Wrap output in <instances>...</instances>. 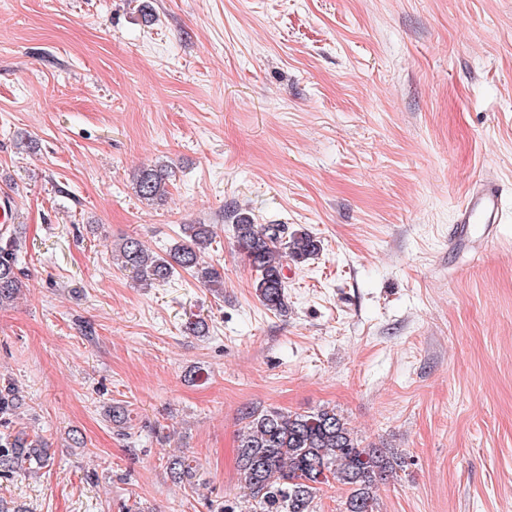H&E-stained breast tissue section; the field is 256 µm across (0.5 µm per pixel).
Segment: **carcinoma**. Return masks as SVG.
<instances>
[{"label":"carcinoma","mask_w":512,"mask_h":512,"mask_svg":"<svg viewBox=\"0 0 512 512\" xmlns=\"http://www.w3.org/2000/svg\"><path fill=\"white\" fill-rule=\"evenodd\" d=\"M171 174L164 165L142 167L132 174L136 195L151 204L166 200ZM238 251L256 273L255 288L263 305L273 311L286 306V263L316 258L321 240L286 224H257L247 213L233 217ZM214 237L208 224L182 225L181 241L161 256L136 239L120 244L121 267L151 285L169 280L183 268L217 295L224 293V273L200 263L202 251ZM18 248L13 236L0 237V307L23 288L18 271ZM20 405L13 385L0 387V425L8 426ZM237 435L239 480L251 499L250 512H319L323 486L335 481L346 488L339 512H377L378 483L408 465L393 449L362 445L347 419L334 408L308 414L252 409ZM50 449L38 435L24 431L0 433V478L49 466ZM167 469L181 484L191 483L195 467L181 455L168 458Z\"/></svg>","instance_id":"1"}]
</instances>
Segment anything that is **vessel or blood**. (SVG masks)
Here are the masks:
<instances>
[{"label": "vessel or blood", "instance_id": "obj_1", "mask_svg": "<svg viewBox=\"0 0 512 512\" xmlns=\"http://www.w3.org/2000/svg\"><path fill=\"white\" fill-rule=\"evenodd\" d=\"M502 216V196L497 182L478 178L470 188L456 215L459 239L465 240L477 231L499 223Z\"/></svg>", "mask_w": 512, "mask_h": 512}]
</instances>
